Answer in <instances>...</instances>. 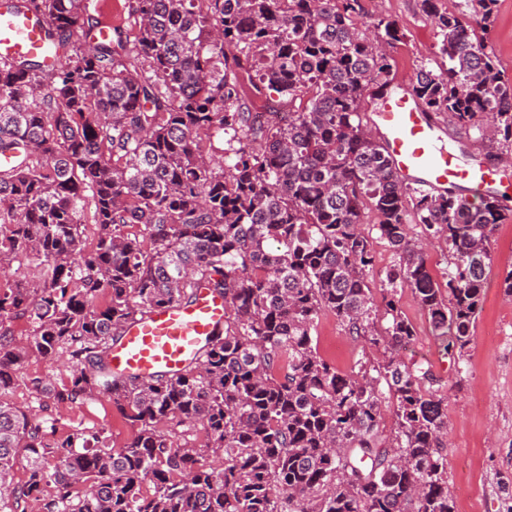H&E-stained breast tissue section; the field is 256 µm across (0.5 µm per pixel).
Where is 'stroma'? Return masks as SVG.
<instances>
[{
    "mask_svg": "<svg viewBox=\"0 0 512 512\" xmlns=\"http://www.w3.org/2000/svg\"><path fill=\"white\" fill-rule=\"evenodd\" d=\"M358 13L374 34L373 21H394L401 40L390 47L396 80H415L421 68L438 70L440 38L421 0H358ZM486 50L501 76L512 81V0H498L487 28ZM512 269V212L492 237V264L466 361L454 367L444 358L426 312L410 291L398 293V307L416 330L414 342L403 350L404 361L431 364L445 385L448 409L444 437L448 456V490L457 512H512V494L501 487L512 479V297L500 283ZM320 353L343 372L357 362L384 361L383 349L350 336L336 316L326 313L317 325ZM58 434L75 426L105 431L111 446L123 447L132 430L109 397L99 396L74 407L52 411Z\"/></svg>",
    "mask_w": 512,
    "mask_h": 512,
    "instance_id": "35a3bbf8",
    "label": "stroma"
}]
</instances>
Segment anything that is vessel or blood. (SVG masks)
Returning <instances> with one entry per match:
<instances>
[{"label":"vessel or blood","mask_w":512,"mask_h":512,"mask_svg":"<svg viewBox=\"0 0 512 512\" xmlns=\"http://www.w3.org/2000/svg\"><path fill=\"white\" fill-rule=\"evenodd\" d=\"M51 54L42 20L0 0V59ZM369 121L403 184L497 199L512 193V169L493 167L480 154L449 148L409 87L388 88ZM223 324V299L200 289L191 303L158 309L129 325L112 347L110 367L114 373L145 379L178 374Z\"/></svg>","instance_id":"vessel-or-blood-1"}]
</instances>
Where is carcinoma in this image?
<instances>
[{
  "mask_svg": "<svg viewBox=\"0 0 512 512\" xmlns=\"http://www.w3.org/2000/svg\"><path fill=\"white\" fill-rule=\"evenodd\" d=\"M496 2L471 0L486 26ZM356 3L131 0V38L118 27L101 36L88 0H11L41 17L58 61H0V153L17 162L0 170V269L31 256L40 280L0 285V512H455L439 450L443 379L395 356L416 336L395 295L411 291L460 365L505 209L399 181L361 116L392 81L380 45L399 30L379 18L384 35L369 38ZM422 4L448 68L421 69L416 97L461 128L486 118L491 139L511 141L512 83L484 37L466 14ZM75 31L92 45L71 41ZM265 89L288 111L259 123L251 97ZM217 132L221 162L198 142ZM368 213L396 256L382 313ZM412 224L445 245L443 280ZM203 286L227 312L200 356L176 376L112 373L126 325ZM323 312L388 359L337 369L313 336ZM18 316L33 324L23 344L3 327ZM57 354L71 363L67 381L25 386L56 406L107 395L134 429L124 447L102 430L57 438L48 405L8 401L24 362ZM195 425L204 444L177 443ZM19 458L26 479L10 487Z\"/></svg>",
  "mask_w": 512,
  "mask_h": 512,
  "instance_id": "1",
  "label": "carcinoma"
}]
</instances>
